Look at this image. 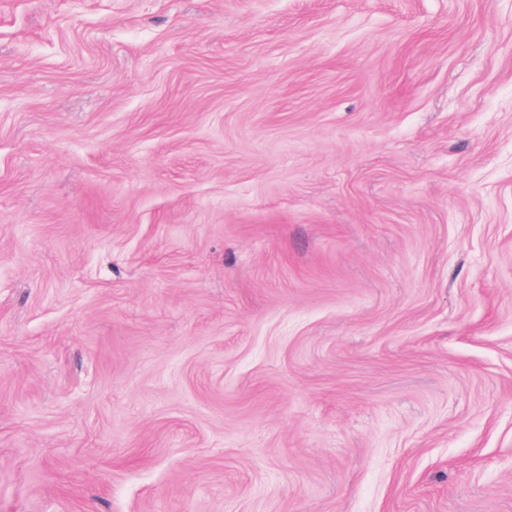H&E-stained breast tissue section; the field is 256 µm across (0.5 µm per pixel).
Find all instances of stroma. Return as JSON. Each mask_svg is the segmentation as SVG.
<instances>
[{
    "label": "stroma",
    "mask_w": 512,
    "mask_h": 512,
    "mask_svg": "<svg viewBox=\"0 0 512 512\" xmlns=\"http://www.w3.org/2000/svg\"><path fill=\"white\" fill-rule=\"evenodd\" d=\"M0 512H512V0H0Z\"/></svg>",
    "instance_id": "obj_1"
}]
</instances>
